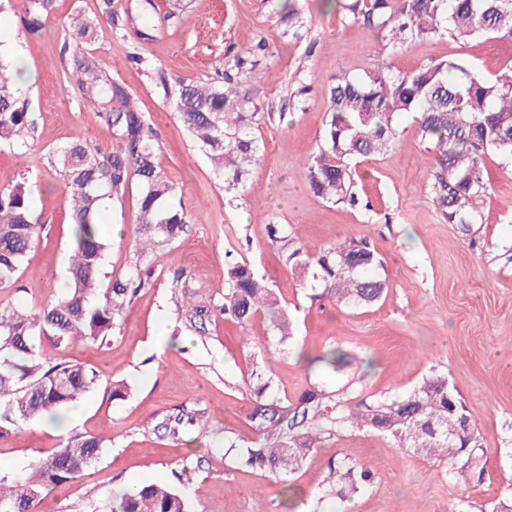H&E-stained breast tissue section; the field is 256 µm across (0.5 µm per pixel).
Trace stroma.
<instances>
[{"mask_svg": "<svg viewBox=\"0 0 512 512\" xmlns=\"http://www.w3.org/2000/svg\"><path fill=\"white\" fill-rule=\"evenodd\" d=\"M150 39L138 38L128 16L141 0H112L117 29L94 41L78 33L94 19L99 0H57L42 24L27 23V0H0V51L31 93L35 123L25 148L0 145V188L25 181L34 222L43 226L27 252L16 287L0 288V306L40 308L64 286L57 272L75 246L70 201L51 165L53 151L75 136L109 146L107 122L87 112L70 78L77 54L96 58L127 87L159 136L161 167L178 183L189 216L174 243H155L147 261L153 275L126 308L108 343L43 342L54 362L80 361L103 377L129 385L126 401L96 391L75 404L69 430L107 431L106 451L90 475L46 495L36 512H108L127 485L163 482L178 489L192 512H497L512 499V166L485 157L489 193L476 223H448L429 191L433 158L413 116L399 122L395 144L366 159L361 196L372 208L327 202L307 187L306 157L319 142L336 75L357 74L384 62L410 70L438 59L468 58L486 78L512 62V42L450 37L417 40L396 52L377 51L371 35L343 14H323L317 0H294L304 40L281 39L272 0H154ZM266 40L272 58L257 87L264 119L256 135L262 157L239 189L218 179L165 95L164 79L214 82L224 75L228 50ZM138 53L149 61H129ZM307 93H300L301 84ZM105 269L118 273L133 259L137 194L129 192L106 212ZM287 225L308 249L351 238L367 239L382 261L376 273L388 288L375 305L337 306L297 285L270 224ZM255 264L282 294L286 308L303 305L296 333L282 341L265 319L240 327L222 314L190 324L185 296L212 306L224 301L228 256ZM337 348L351 359L342 373L326 371L328 384L353 378L357 400L395 399L426 377H444L474 420L483 450L482 476L459 478L464 460L438 464L394 447L367 428L316 429L300 471L277 478L239 468L227 441H255L249 414L255 373L269 380L282 403L297 404L315 378L304 361ZM201 412L204 426L179 438L156 426L174 408ZM54 421L37 419L0 440V473L20 472L56 448L64 435ZM369 466L374 479L354 488L327 486L333 468Z\"/></svg>", "mask_w": 512, "mask_h": 512, "instance_id": "35a3bbf8", "label": "stroma"}]
</instances>
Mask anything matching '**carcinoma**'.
<instances>
[{"label":"carcinoma","mask_w":512,"mask_h":512,"mask_svg":"<svg viewBox=\"0 0 512 512\" xmlns=\"http://www.w3.org/2000/svg\"><path fill=\"white\" fill-rule=\"evenodd\" d=\"M56 0H28V23L40 24L55 10ZM282 36L302 38L292 0H278ZM324 8L341 6L356 23L392 50L420 38L450 36L467 41L486 36L512 41V0H319ZM112 0H100V15L82 24L90 38L113 27ZM261 39L226 61L220 83L165 84L183 126L205 151L224 183H244L246 169L261 159L255 128L262 117L254 75L269 57ZM76 85L90 111L105 116L112 128V145L102 148L78 136L55 150L51 164L58 170L70 197V224L75 250L64 291L38 311L20 305L0 307V439L21 425L56 415L83 396L104 388L114 402L125 400L128 387L103 381L93 366L80 362L51 364L37 344L56 346L73 341L103 344L112 335L126 307L149 278L145 249L162 237L174 242L189 223L178 186L158 161L153 126L131 98L125 85L108 77L92 56L75 59ZM418 117L419 130L434 166L429 185L436 208L450 224H472L489 190L483 157L495 153L512 165V64L493 79L476 72L462 58L441 59L403 71L376 65L359 75L340 74L330 89V108L323 137L306 161L309 189L316 196L351 207L370 209L357 190V164L379 155L395 142L397 119ZM33 122L27 92L19 87L0 58V144L27 146ZM137 189L138 235L136 259L124 271L102 275L107 244L100 235L105 214L102 199L120 200ZM42 225L31 219L28 190L19 182L0 188V288L16 281L24 257ZM280 244L286 265L298 271L300 288H322L336 302L359 308L378 302L385 282L373 274L379 265L365 240L337 242L313 253L290 237L283 224L269 225ZM224 318L246 327L267 316L273 332L292 335L288 310L278 289L244 260L226 263ZM269 384L254 390L250 421L264 439L237 448L240 465L273 476L296 474L303 451L311 448L327 400L336 398L335 420L370 428L430 460L463 454L480 447L476 429L459 431L449 413L448 384L432 376L402 399L379 400L352 407L351 385L332 395L315 383L290 408L268 394ZM196 416L183 410L166 415L159 428L179 437ZM106 437L101 433L72 432L47 457L21 473L0 475V512H35L41 497L74 482L101 457ZM351 483H367L371 469L362 466L334 469ZM111 512H190L187 501L166 484H147L112 499Z\"/></svg>","instance_id":"obj_1"}]
</instances>
